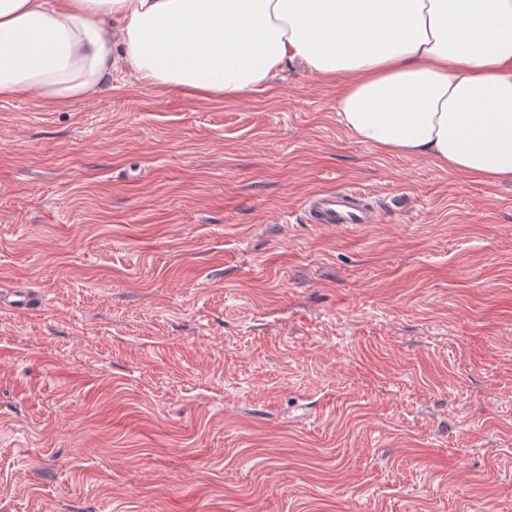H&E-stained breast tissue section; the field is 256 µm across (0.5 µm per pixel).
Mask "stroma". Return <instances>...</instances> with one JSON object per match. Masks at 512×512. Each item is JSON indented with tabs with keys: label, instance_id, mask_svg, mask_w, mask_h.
Segmentation results:
<instances>
[{
	"label": "stroma",
	"instance_id": "35a3bbf8",
	"mask_svg": "<svg viewBox=\"0 0 512 512\" xmlns=\"http://www.w3.org/2000/svg\"><path fill=\"white\" fill-rule=\"evenodd\" d=\"M337 82L0 98V512H512V185ZM355 187L360 228L313 224ZM365 199V194L352 188H329L311 194L304 201L303 210L313 224H376L379 212ZM11 296L15 299L2 298L0 300L2 309L12 312L41 311L43 302L34 292L15 289L12 291Z\"/></svg>",
	"mask_w": 512,
	"mask_h": 512
}]
</instances>
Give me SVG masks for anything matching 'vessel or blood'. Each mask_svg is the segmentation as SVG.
Instances as JSON below:
<instances>
[{
  "label": "vessel or blood",
  "mask_w": 512,
  "mask_h": 512,
  "mask_svg": "<svg viewBox=\"0 0 512 512\" xmlns=\"http://www.w3.org/2000/svg\"><path fill=\"white\" fill-rule=\"evenodd\" d=\"M303 210L311 223L335 224L341 227L375 224L379 212L366 203L362 192L352 188H329L311 194L303 204ZM6 306L12 312H31L42 308L40 298L31 291L17 290Z\"/></svg>",
  "instance_id": "1"
}]
</instances>
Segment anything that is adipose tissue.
I'll list each match as a JSON object with an SVG mask.
<instances>
[{"instance_id":"obj_1","label":"adipose tissue","mask_w":512,"mask_h":512,"mask_svg":"<svg viewBox=\"0 0 512 512\" xmlns=\"http://www.w3.org/2000/svg\"><path fill=\"white\" fill-rule=\"evenodd\" d=\"M289 60L341 81L359 142L512 183V0H0L2 98H85L119 63L236 98Z\"/></svg>"}]
</instances>
